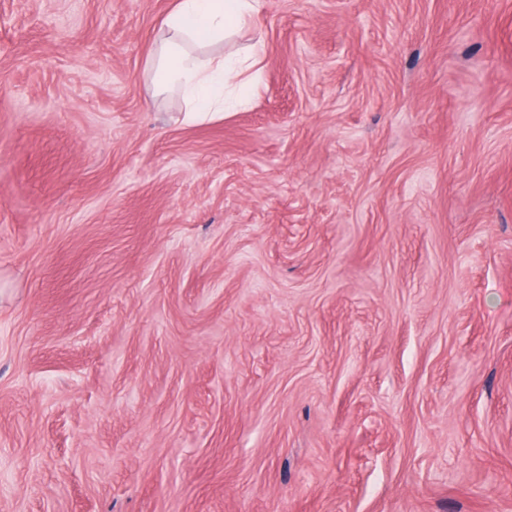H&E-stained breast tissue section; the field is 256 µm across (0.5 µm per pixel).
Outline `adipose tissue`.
<instances>
[{"mask_svg": "<svg viewBox=\"0 0 512 512\" xmlns=\"http://www.w3.org/2000/svg\"><path fill=\"white\" fill-rule=\"evenodd\" d=\"M262 0H173L162 18V36L148 61L147 71L160 91L179 90L195 115L223 111L228 87L239 96L251 89L249 70L261 65L263 43L249 48L245 59L192 55L188 47L197 36L208 43L230 39L240 28L256 19Z\"/></svg>", "mask_w": 512, "mask_h": 512, "instance_id": "adipose-tissue-1", "label": "adipose tissue"}]
</instances>
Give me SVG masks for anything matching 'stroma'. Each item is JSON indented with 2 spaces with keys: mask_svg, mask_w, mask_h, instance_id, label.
I'll return each mask as SVG.
<instances>
[{
  "mask_svg": "<svg viewBox=\"0 0 512 512\" xmlns=\"http://www.w3.org/2000/svg\"><path fill=\"white\" fill-rule=\"evenodd\" d=\"M0 0V512H512V0ZM263 0H173L174 6L162 18L163 33L157 42L147 72L161 92L179 90L188 104L187 112L207 116L224 112L227 87L233 85L239 99L245 97L258 70L251 77L244 73L264 62L266 50L256 42L241 60L223 56L200 58L192 55L191 43L204 46L230 39L240 28L256 19ZM207 36L204 43L196 37ZM191 41V42H189Z\"/></svg>",
  "mask_w": 512,
  "mask_h": 512,
  "instance_id": "stroma-1",
  "label": "stroma"
}]
</instances>
